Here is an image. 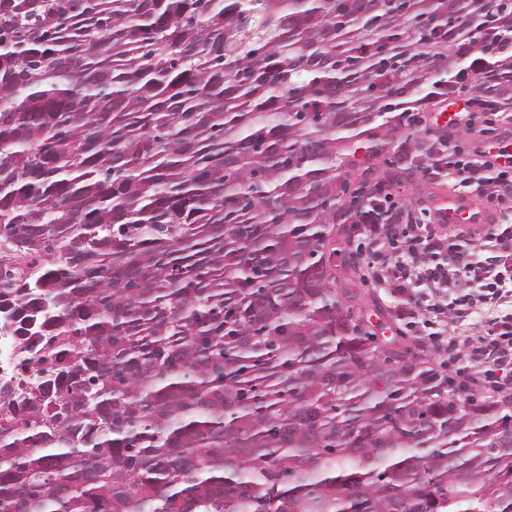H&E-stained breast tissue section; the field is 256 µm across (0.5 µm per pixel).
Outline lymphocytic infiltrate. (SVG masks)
<instances>
[{"instance_id":"obj_1","label":"lymphocytic infiltrate","mask_w":512,"mask_h":512,"mask_svg":"<svg viewBox=\"0 0 512 512\" xmlns=\"http://www.w3.org/2000/svg\"><path fill=\"white\" fill-rule=\"evenodd\" d=\"M426 173L485 195L500 214L497 223L489 225L482 237L461 229L443 242L433 227L417 221L388 192L359 211L363 226L359 248L377 258L392 252L394 261L385 266L382 279L400 298L398 317L408 325H421L432 342H439L441 333L431 320L420 317L404 256L426 259L422 279L458 288L451 306L457 316L468 315L478 300L496 306L472 346L475 370L470 380L489 392L505 391L512 385V151L498 141L468 149L453 134L444 133L435 139ZM447 253L457 256L455 267L444 263Z\"/></svg>"}]
</instances>
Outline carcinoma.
<instances>
[{
    "mask_svg": "<svg viewBox=\"0 0 512 512\" xmlns=\"http://www.w3.org/2000/svg\"><path fill=\"white\" fill-rule=\"evenodd\" d=\"M512 112V0H0V512H512V406L336 292L395 113Z\"/></svg>",
    "mask_w": 512,
    "mask_h": 512,
    "instance_id": "carcinoma-1",
    "label": "carcinoma"
}]
</instances>
